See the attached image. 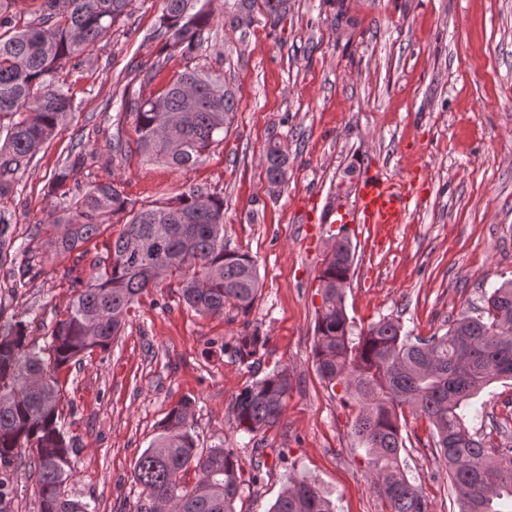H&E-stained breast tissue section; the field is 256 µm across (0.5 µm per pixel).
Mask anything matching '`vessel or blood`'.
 Here are the masks:
<instances>
[{
	"mask_svg": "<svg viewBox=\"0 0 512 512\" xmlns=\"http://www.w3.org/2000/svg\"><path fill=\"white\" fill-rule=\"evenodd\" d=\"M409 204L408 191L396 187L380 172L367 171L357 181L354 206L334 214L323 213L322 219L340 224H403L409 217Z\"/></svg>",
	"mask_w": 512,
	"mask_h": 512,
	"instance_id": "vessel-or-blood-1",
	"label": "vessel or blood"
}]
</instances>
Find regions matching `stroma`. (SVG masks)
Here are the masks:
<instances>
[{
	"instance_id": "stroma-1",
	"label": "stroma",
	"mask_w": 512,
	"mask_h": 512,
	"mask_svg": "<svg viewBox=\"0 0 512 512\" xmlns=\"http://www.w3.org/2000/svg\"><path fill=\"white\" fill-rule=\"evenodd\" d=\"M198 3L210 23L194 60L157 38L162 0H132L107 36L58 69L73 113L18 174L17 192L0 199L35 271L18 288L10 264L0 265V324L25 321L31 344L47 345L73 277L89 276L123 222L110 217L81 258L56 257L34 236L35 225L52 218L47 187L74 143L88 155L71 178L80 190L112 183L144 205L193 187L221 194L224 242L255 260L259 296L247 315H203L182 302L175 281H163L133 305L109 352L59 371L61 426L77 446L69 495L91 512H134L142 497L136 461L165 415L189 398L198 446L221 443L240 460L239 512H269L288 480L302 477L315 480L337 512H388L353 432L360 405L327 388L314 363L319 276L336 236H348L349 319L364 328L393 317L422 337L445 332L450 319L480 306L484 291L512 279V0H291L274 29L259 14L250 26H226L234 0ZM158 62L153 89L191 62L223 75L237 97L224 142L188 169L132 147L134 117L122 100L137 97L143 72ZM118 134L131 144L122 154L112 149ZM271 141L289 163L288 181L273 195L263 161ZM370 166L396 182L414 177L407 223L306 222L311 197L322 211L351 208L354 191L340 198L336 185L346 169ZM247 329L267 338L249 366L234 354ZM282 368L290 378L282 416L247 438L236 428L234 401ZM478 400L484 414L472 427L491 444L512 446V381L494 382ZM400 426L408 478L431 512H458L428 418L407 410ZM0 485V512H37L28 457L0 462Z\"/></svg>"
}]
</instances>
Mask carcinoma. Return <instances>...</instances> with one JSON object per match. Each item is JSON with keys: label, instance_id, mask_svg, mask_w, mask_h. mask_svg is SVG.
Wrapping results in <instances>:
<instances>
[{"label": "carcinoma", "instance_id": "carcinoma-1", "mask_svg": "<svg viewBox=\"0 0 512 512\" xmlns=\"http://www.w3.org/2000/svg\"><path fill=\"white\" fill-rule=\"evenodd\" d=\"M131 0H40L28 22L0 11V198L13 192L16 175L37 149L55 136L73 110V100L55 82L60 65L101 41L126 15ZM255 0H237L228 13L236 29L253 22ZM289 0H261L265 22L277 27L288 15ZM207 12H190V0H163L159 34L188 59L202 51ZM134 115L136 149L173 168L196 165L224 142L238 110L231 86L220 75L186 66L157 93L138 94L123 103ZM81 144L71 147L54 174L49 193L58 200L46 245L60 256L97 236L109 216H126L106 257L93 266L50 342H27V325L18 320L0 327V461L31 452L39 512H89L71 499L65 485L71 473L73 442L60 426L61 393L55 372L95 351L106 353L125 325L131 305L160 279L177 282L183 300L202 314L220 315L228 306L247 313L254 305L260 276L255 260L224 245V197L191 189L177 200L137 205L112 183L82 192L69 184L84 165ZM288 172V156L275 141L265 152L268 190L278 191ZM26 260L19 280L32 269L29 247L15 246L12 224L0 213V265L11 250ZM351 242L343 236L325 259L319 277L323 305L315 324L314 357L321 378L362 405L354 432L369 456L371 485L390 512H430L428 500L411 483L400 461L403 440L399 414L408 408L425 415L436 431V447L460 512H504L512 502V447L488 445L470 431L468 417L479 414L473 399L492 382L512 378V279L485 293L476 314L462 313L448 330L412 336L401 322L382 317L357 328L345 309L344 284L350 279ZM266 337L244 333L235 347L249 362ZM290 389L288 374L274 370L247 385L237 396L233 415L248 435L274 425ZM194 401L172 408L134 467L144 498L136 512H236L245 480L232 448L198 449L193 434ZM197 472L191 487L183 482ZM269 512H335L316 483L292 479Z\"/></svg>", "mask_w": 512, "mask_h": 512}]
</instances>
